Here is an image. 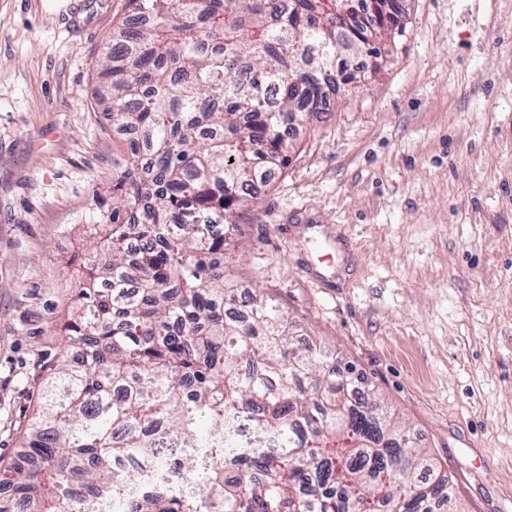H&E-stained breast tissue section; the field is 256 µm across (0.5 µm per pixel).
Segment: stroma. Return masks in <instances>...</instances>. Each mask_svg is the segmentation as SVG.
I'll use <instances>...</instances> for the list:
<instances>
[{
	"label": "stroma",
	"instance_id": "stroma-1",
	"mask_svg": "<svg viewBox=\"0 0 512 512\" xmlns=\"http://www.w3.org/2000/svg\"><path fill=\"white\" fill-rule=\"evenodd\" d=\"M0 0V462L75 297L124 139L98 57L108 0ZM382 70L306 116L232 235L236 291L353 366L435 459L458 512H512V0H407Z\"/></svg>",
	"mask_w": 512,
	"mask_h": 512
}]
</instances>
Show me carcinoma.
I'll use <instances>...</instances> for the list:
<instances>
[{
    "label": "carcinoma",
    "instance_id": "1",
    "mask_svg": "<svg viewBox=\"0 0 512 512\" xmlns=\"http://www.w3.org/2000/svg\"><path fill=\"white\" fill-rule=\"evenodd\" d=\"M151 23L104 48L100 103L130 132L112 160L107 287L76 284L64 348L47 358L24 461L0 490L30 512H442L448 479L375 394L290 333L258 291L224 287V244L286 166L290 132L349 83L340 57L381 69L341 0H129ZM80 346L81 358L68 350ZM258 417L252 449L224 464L228 416ZM189 497L158 491L159 437ZM280 448L264 451L268 441ZM181 448L179 445L172 444L168 456V465L160 484L142 483L135 485L131 490L133 496H144L154 490L163 489L177 493L181 496L193 493V484L185 479L183 473L174 464L173 458L179 455Z\"/></svg>",
    "mask_w": 512,
    "mask_h": 512
}]
</instances>
